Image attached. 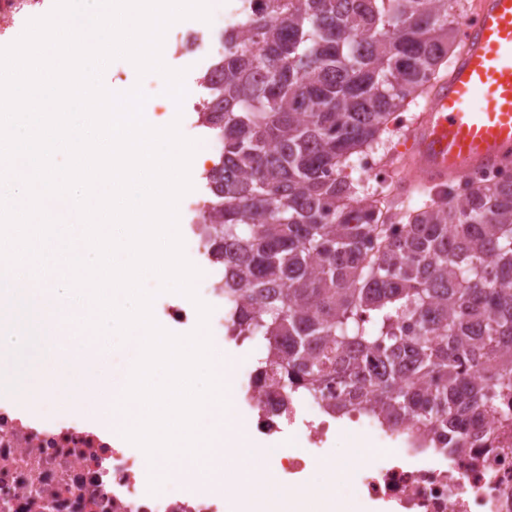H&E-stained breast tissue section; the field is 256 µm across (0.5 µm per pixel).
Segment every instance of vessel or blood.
<instances>
[{
	"label": "vessel or blood",
	"mask_w": 512,
	"mask_h": 512,
	"mask_svg": "<svg viewBox=\"0 0 512 512\" xmlns=\"http://www.w3.org/2000/svg\"><path fill=\"white\" fill-rule=\"evenodd\" d=\"M462 38V52L408 136L406 188L442 189L512 157V0H480ZM478 95L484 107L470 109Z\"/></svg>",
	"instance_id": "vessel-or-blood-1"
}]
</instances>
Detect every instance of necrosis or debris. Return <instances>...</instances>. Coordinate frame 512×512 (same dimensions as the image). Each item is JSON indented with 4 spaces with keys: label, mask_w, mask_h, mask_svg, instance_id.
Listing matches in <instances>:
<instances>
[{
    "label": "necrosis or debris",
    "mask_w": 512,
    "mask_h": 512,
    "mask_svg": "<svg viewBox=\"0 0 512 512\" xmlns=\"http://www.w3.org/2000/svg\"><path fill=\"white\" fill-rule=\"evenodd\" d=\"M206 277L198 290L212 312L211 338L231 334L224 301V267L214 263L198 227L183 237ZM232 392L257 431L274 440L287 421L303 452L271 449L287 485L349 433L363 454L350 468L359 500L387 504L391 512H512V414L477 411L465 417L464 447L440 451L431 427L395 425L376 410V399L349 404L335 389L317 397L282 398L260 369L238 371ZM150 471L139 449L114 442L79 420L19 414L0 402V512H226L230 492L150 493Z\"/></svg>",
    "instance_id": "necrosis-or-debris-1"
}]
</instances>
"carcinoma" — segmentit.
Segmentation results:
<instances>
[{"mask_svg": "<svg viewBox=\"0 0 512 512\" xmlns=\"http://www.w3.org/2000/svg\"><path fill=\"white\" fill-rule=\"evenodd\" d=\"M457 0H253L224 27L196 104L209 130L206 225L240 336L285 393L336 384L459 448L460 411L512 391V182L416 209L352 176L456 54ZM402 225L398 235L388 233ZM476 355L477 384L459 372Z\"/></svg>", "mask_w": 512, "mask_h": 512, "instance_id": "1", "label": "carcinoma"}]
</instances>
